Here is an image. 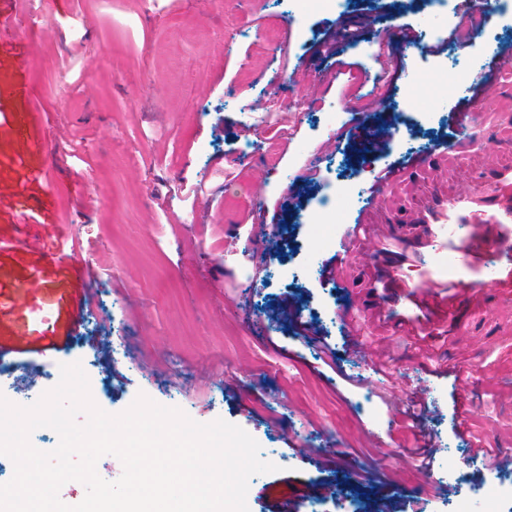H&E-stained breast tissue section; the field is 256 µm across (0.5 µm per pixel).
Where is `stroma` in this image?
<instances>
[{
  "label": "stroma",
  "instance_id": "35a3bbf8",
  "mask_svg": "<svg viewBox=\"0 0 512 512\" xmlns=\"http://www.w3.org/2000/svg\"><path fill=\"white\" fill-rule=\"evenodd\" d=\"M353 0L343 10L289 16L277 0H0V345L36 339L69 320L57 351L29 368L0 357V395L29 405L81 363L95 404L110 414L138 394L199 423L223 419L251 435L275 472L252 476L249 512H272L301 481L333 484V502L301 512H483L485 490L512 475V279L461 304L454 321L418 319L403 298L383 300L385 254L407 286L448 295L439 258L410 221L466 180L512 166V79L493 91L496 116L462 140L456 115L512 43V13L468 31L462 55L423 54L448 37L472 0ZM411 24L415 43L393 27ZM384 84L382 103L370 90ZM360 111H347L349 99ZM300 102L303 113L276 111ZM25 113L27 137L14 116ZM389 124L393 135L357 155L340 134ZM293 126L270 164L256 147L266 127ZM462 156H420L438 138ZM252 154H240L242 145ZM395 164L404 184L367 208L375 174ZM319 178H304L307 168ZM355 183L337 213L336 188ZM262 201H254L255 188ZM329 243L309 246L312 224ZM366 229L340 256L348 227ZM333 261L339 278L323 265ZM316 313L336 349L318 360L274 298ZM357 373L363 387L347 385ZM425 385L421 425L434 438L430 470L405 450L391 401ZM284 401L279 423L249 416ZM503 452L483 470L456 427Z\"/></svg>",
  "mask_w": 512,
  "mask_h": 512
}]
</instances>
